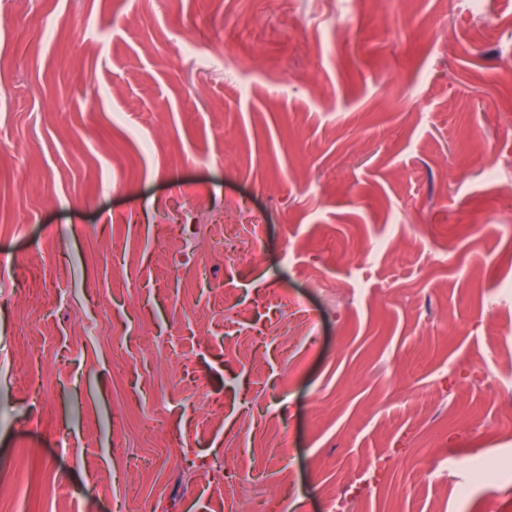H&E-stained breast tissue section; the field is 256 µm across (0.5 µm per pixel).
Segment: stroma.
<instances>
[{"instance_id": "stroma-1", "label": "stroma", "mask_w": 512, "mask_h": 512, "mask_svg": "<svg viewBox=\"0 0 512 512\" xmlns=\"http://www.w3.org/2000/svg\"><path fill=\"white\" fill-rule=\"evenodd\" d=\"M0 30V512H230L245 471L246 512H512V0H0ZM208 224L259 254L201 264ZM399 371L444 401L386 399Z\"/></svg>"}]
</instances>
